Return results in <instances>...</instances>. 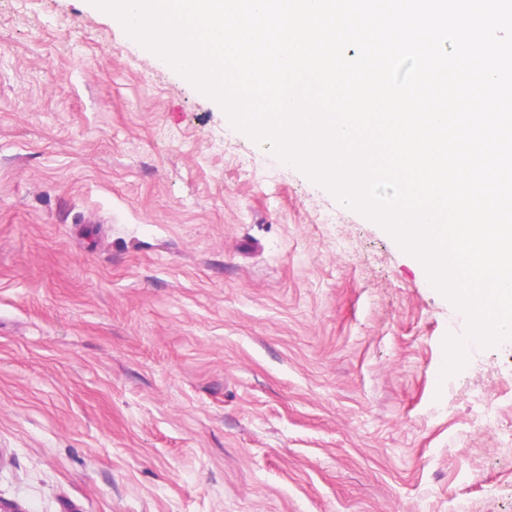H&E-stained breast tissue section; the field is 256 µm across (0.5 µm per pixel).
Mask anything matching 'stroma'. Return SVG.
<instances>
[{
    "instance_id": "1",
    "label": "stroma",
    "mask_w": 512,
    "mask_h": 512,
    "mask_svg": "<svg viewBox=\"0 0 512 512\" xmlns=\"http://www.w3.org/2000/svg\"><path fill=\"white\" fill-rule=\"evenodd\" d=\"M92 0H0V498L512 512V338Z\"/></svg>"
}]
</instances>
